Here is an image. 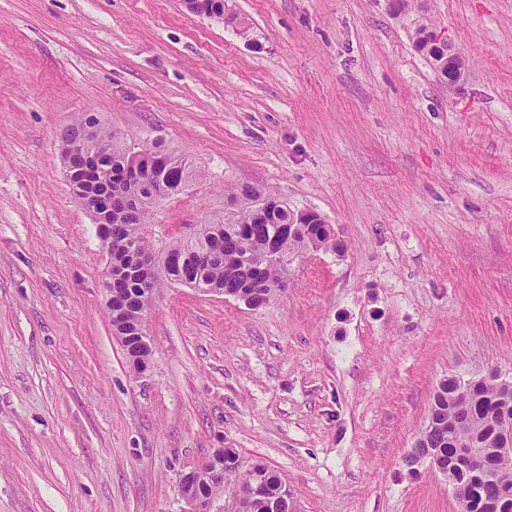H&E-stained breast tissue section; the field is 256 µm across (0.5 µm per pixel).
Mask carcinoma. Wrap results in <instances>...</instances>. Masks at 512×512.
Wrapping results in <instances>:
<instances>
[{
	"label": "carcinoma",
	"instance_id": "obj_1",
	"mask_svg": "<svg viewBox=\"0 0 512 512\" xmlns=\"http://www.w3.org/2000/svg\"><path fill=\"white\" fill-rule=\"evenodd\" d=\"M193 13L225 19L224 0H183ZM137 143L121 132L79 114L61 136L63 170L73 192L99 203L94 218L99 237L108 240L115 273L104 279L112 289V330L132 365L147 358L151 345L141 341L143 321L155 292L165 283H178L201 293L219 291L253 309L267 304L284 290L287 270L273 257H294L311 249L336 252L341 243L324 224H292L288 209L268 210L263 190L237 188L228 200L229 210L214 211L193 232L160 246L153 242L149 218L156 207L151 189L169 194L182 192L197 176L191 157L154 140L136 155ZM512 427V377L494 370L480 383L464 387L451 377L434 389L429 422L406 456L448 459L452 448H500L504 427ZM240 475L239 485L261 482L259 494H244L232 501L233 512H293V497L284 492L277 472L264 465L239 473L224 463V478L216 480L211 468L196 472L184 482L192 495L212 498L223 492L224 479ZM462 485L475 492L468 512H512V461L495 462L484 475L468 471Z\"/></svg>",
	"mask_w": 512,
	"mask_h": 512
}]
</instances>
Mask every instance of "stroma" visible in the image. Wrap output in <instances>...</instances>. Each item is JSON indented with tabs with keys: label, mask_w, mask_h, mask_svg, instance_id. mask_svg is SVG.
Returning <instances> with one entry per match:
<instances>
[{
	"label": "stroma",
	"mask_w": 512,
	"mask_h": 512,
	"mask_svg": "<svg viewBox=\"0 0 512 512\" xmlns=\"http://www.w3.org/2000/svg\"><path fill=\"white\" fill-rule=\"evenodd\" d=\"M0 0V512H184L217 448L299 512H454L404 457L448 374L512 373V0ZM465 61L447 88L419 24ZM189 154L155 240L248 184L320 213L252 309L169 284L147 370L106 307L107 252L63 174L77 113ZM186 9L193 13L225 19L228 23H235L237 18L230 15L224 18V0H183Z\"/></svg>",
	"instance_id": "1"
}]
</instances>
